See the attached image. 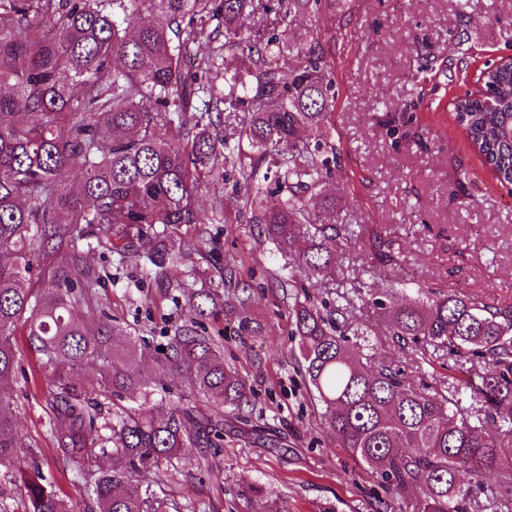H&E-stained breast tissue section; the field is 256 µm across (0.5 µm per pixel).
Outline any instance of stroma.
Returning <instances> with one entry per match:
<instances>
[{
    "label": "stroma",
    "mask_w": 512,
    "mask_h": 512,
    "mask_svg": "<svg viewBox=\"0 0 512 512\" xmlns=\"http://www.w3.org/2000/svg\"><path fill=\"white\" fill-rule=\"evenodd\" d=\"M319 25L339 90L329 133L341 148V167L324 191L335 197L351 237L337 250L328 281L304 291L328 311L352 301L353 326L372 331L364 349L372 361L400 366L419 388L447 384L453 356L392 342L384 312L370 298L388 287L410 298L421 289L453 288L512 304V191L492 178L445 105L486 60L512 56V0H328ZM453 30L469 51L464 74L449 40ZM423 89L431 97L422 104ZM412 103L416 120L392 146L389 123ZM225 202V220L165 227L161 250L150 233L122 251L95 244L80 250L101 275L97 300L117 322L113 344L141 352L145 371H155L154 359L177 327L197 320L220 338L225 362L255 392L251 421L225 423L211 471L196 469L200 449H183L185 466L164 488L170 512H264V500L246 493L249 482L287 501L288 512H381L387 494L380 479L337 446L324 406L306 390L288 294L276 280L287 257ZM376 234L398 259L383 280L367 271L365 250ZM178 252L175 267L170 257ZM197 292L216 297L202 319L185 302ZM15 342L20 444L36 449L43 474L83 512L88 485L63 470L51 440L56 371L30 347L25 329Z\"/></svg>",
    "instance_id": "stroma-1"
}]
</instances>
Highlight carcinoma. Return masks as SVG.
<instances>
[{
  "mask_svg": "<svg viewBox=\"0 0 512 512\" xmlns=\"http://www.w3.org/2000/svg\"><path fill=\"white\" fill-rule=\"evenodd\" d=\"M326 0H0V465L21 483L0 492V512L18 494L26 512H72L18 443L6 382L18 367L12 338L24 326L46 362L62 369L52 405V441L65 467L89 478L85 512H168L159 495L179 472L182 449L224 444V418L251 420L256 399L219 343L185 325L156 360L211 402L148 400L108 407L72 375L98 367L112 396L144 388L137 354L117 351L112 316L99 307L100 275L80 247L115 250L155 224H205L196 206L203 176L227 168L224 113L241 112L248 166L232 181L238 211L282 254L295 275L323 282L346 239L336 203L309 201L340 167L329 137L338 96L331 49L316 18ZM276 26H250L257 16ZM243 55L224 91L205 90L186 61ZM482 90L457 94L454 120L493 178L512 186V58L487 61ZM71 170L80 179L69 184ZM399 344L448 350L465 382L419 389L381 362L362 367L348 307L323 314L298 299L288 314L301 366L325 405L336 444L392 490L398 512H469L472 481L497 477L499 512H512V306L448 290L428 302L380 303ZM107 458L111 466L88 464ZM414 491L410 498L407 491Z\"/></svg>",
  "mask_w": 512,
  "mask_h": 512,
  "instance_id": "1",
  "label": "carcinoma"
}]
</instances>
